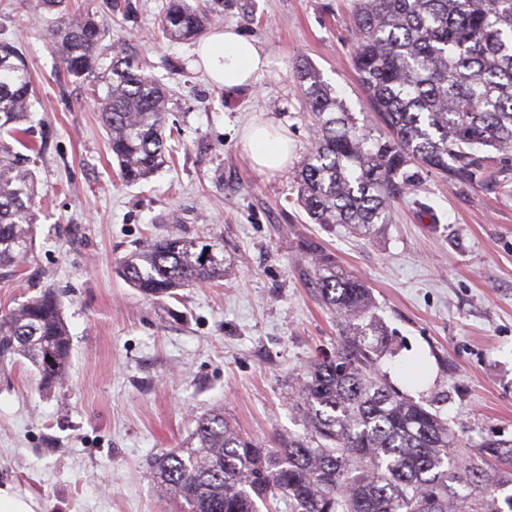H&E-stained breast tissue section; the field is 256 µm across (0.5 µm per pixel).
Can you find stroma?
Masks as SVG:
<instances>
[{"label":"stroma","mask_w":512,"mask_h":512,"mask_svg":"<svg viewBox=\"0 0 512 512\" xmlns=\"http://www.w3.org/2000/svg\"><path fill=\"white\" fill-rule=\"evenodd\" d=\"M130 3L94 0L96 19L166 84L167 124L181 132L173 162L140 183L118 178L95 103L61 71L54 13L44 0H0V43L24 53L34 78L40 152L35 239L20 269L0 274V310L52 290L72 345L69 375L52 388L25 361L0 371V484L30 492L42 512H175L149 461L202 414L222 409L267 448L303 434L296 377L341 333L312 285L317 249L371 289L392 344L379 365L388 386L432 402L468 446L512 440V193L414 169V190L375 239L309 223L290 203L314 143L296 66L312 64L350 111L369 110L354 0H223L221 24L271 61L235 89L207 80L193 42L156 32L168 0ZM269 120L293 150L276 173L254 168L241 142L244 126ZM173 229L222 240L229 279L161 301L131 288L123 259Z\"/></svg>","instance_id":"stroma-1"}]
</instances>
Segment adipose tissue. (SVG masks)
Returning <instances> with one entry per match:
<instances>
[{
    "label": "adipose tissue",
    "mask_w": 512,
    "mask_h": 512,
    "mask_svg": "<svg viewBox=\"0 0 512 512\" xmlns=\"http://www.w3.org/2000/svg\"><path fill=\"white\" fill-rule=\"evenodd\" d=\"M196 53L209 77L225 88L250 84L270 65L267 55L252 40L230 27L199 42ZM242 140L251 162L259 170L274 172L287 167L288 140L272 124L249 125Z\"/></svg>",
    "instance_id": "ef3b65f1"
}]
</instances>
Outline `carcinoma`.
Instances as JSON below:
<instances>
[{
  "label": "carcinoma",
  "instance_id": "carcinoma-1",
  "mask_svg": "<svg viewBox=\"0 0 512 512\" xmlns=\"http://www.w3.org/2000/svg\"><path fill=\"white\" fill-rule=\"evenodd\" d=\"M45 4L61 12L50 47L98 101L119 178H149L166 162V90L146 74L135 46L96 21L93 0L74 11L67 0ZM219 20L201 0H169L156 24L180 42ZM354 23V67L385 132L374 135L312 65L296 70L315 129L297 174L296 203L311 223L378 233L410 190L411 165L453 185L512 191L494 176L512 164V0H356ZM33 98L27 62L0 43V270L7 273L26 259L37 225V157L24 127ZM232 266L222 242L171 231L132 251L121 273L142 295L161 299L218 282ZM313 279L341 337L299 377L294 408L305 433L265 448L213 410L179 447L151 458L161 491L185 512H259L275 499L288 512H512L505 493L512 443L460 456L448 419L380 378L386 331L369 318L365 283L318 251ZM70 359L52 292L0 312L1 369L26 360L48 385L67 377Z\"/></svg>",
  "mask_w": 512,
  "mask_h": 512
}]
</instances>
